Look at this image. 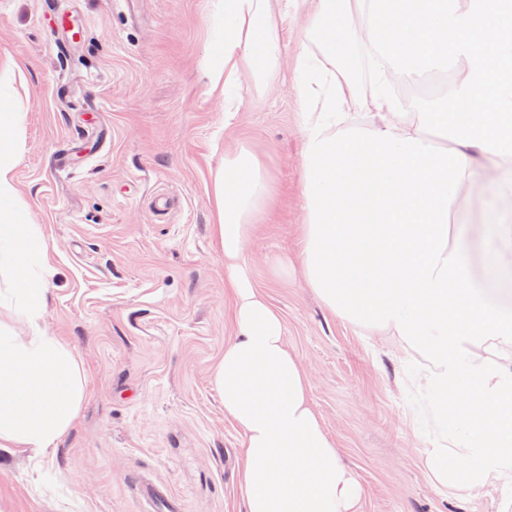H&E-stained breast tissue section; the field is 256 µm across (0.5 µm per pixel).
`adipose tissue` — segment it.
I'll list each match as a JSON object with an SVG mask.
<instances>
[{"mask_svg": "<svg viewBox=\"0 0 512 512\" xmlns=\"http://www.w3.org/2000/svg\"><path fill=\"white\" fill-rule=\"evenodd\" d=\"M369 0H221L219 63L224 124L241 69L256 85L277 79L279 27L309 21L296 60L306 222L301 267L324 307L361 335L392 337L420 358L404 387L427 401L439 432L420 463L439 494L512 496V220L487 210L482 223L454 224L464 187L494 171L498 201L512 186V157L419 131L409 100L379 82L375 109L352 123L358 95L348 63L369 52L359 35ZM22 115L0 98V307L27 326H0V450L42 453L76 417L83 376L72 349L40 323L50 270L45 244L19 200L15 157ZM214 233L224 286L235 298L237 333L213 383L242 436L245 512H359L361 487L312 404L309 381L285 343L281 316L253 286L244 254L264 223L274 179L251 144L225 154L214 180Z\"/></svg>", "mask_w": 512, "mask_h": 512, "instance_id": "adipose-tissue-1", "label": "adipose tissue"}]
</instances>
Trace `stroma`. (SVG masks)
Wrapping results in <instances>:
<instances>
[{
  "instance_id": "stroma-1",
  "label": "stroma",
  "mask_w": 512,
  "mask_h": 512,
  "mask_svg": "<svg viewBox=\"0 0 512 512\" xmlns=\"http://www.w3.org/2000/svg\"><path fill=\"white\" fill-rule=\"evenodd\" d=\"M216 0H64L81 35L48 46L43 0H0V96L24 119L16 184L50 268L41 324L68 344L83 402L56 447L0 456V512H141L150 481L185 512H245L241 436L212 368L235 334L212 224L226 152L253 143L276 192L245 259L284 321L290 352L361 512H500L499 494H438L420 465L431 421L413 425L395 349L331 315L300 274L302 134L294 68L303 18L280 26L281 74L242 72L237 123L203 64L223 28ZM21 63L18 80L6 60ZM287 264L288 277L274 271Z\"/></svg>"
}]
</instances>
